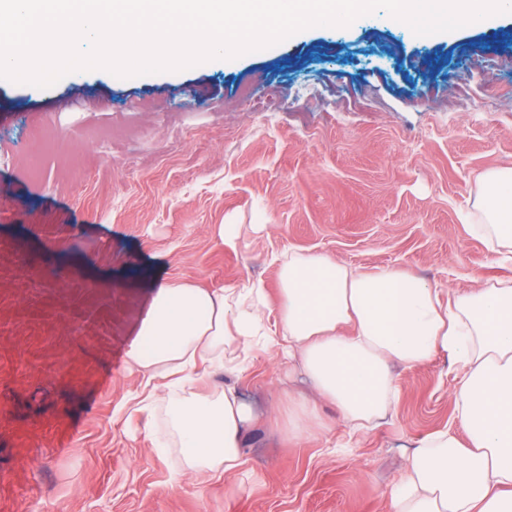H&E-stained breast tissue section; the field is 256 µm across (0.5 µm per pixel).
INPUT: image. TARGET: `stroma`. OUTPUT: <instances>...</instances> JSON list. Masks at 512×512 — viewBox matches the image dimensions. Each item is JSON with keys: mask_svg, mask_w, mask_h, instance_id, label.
Segmentation results:
<instances>
[{"mask_svg": "<svg viewBox=\"0 0 512 512\" xmlns=\"http://www.w3.org/2000/svg\"><path fill=\"white\" fill-rule=\"evenodd\" d=\"M508 167L511 14L418 36L378 10L183 71L0 78V512H387L414 440L464 431L450 359L400 370L382 426L349 435L323 403L331 431L291 440L303 377L255 351L218 377L256 409L244 464L198 482L127 412L150 288L258 282L272 326L292 253L445 293L510 278L464 221L482 176Z\"/></svg>", "mask_w": 512, "mask_h": 512, "instance_id": "obj_1", "label": "stroma"}]
</instances>
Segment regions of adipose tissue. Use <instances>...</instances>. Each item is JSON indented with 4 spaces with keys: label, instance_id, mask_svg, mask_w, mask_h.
Masks as SVG:
<instances>
[{
    "label": "adipose tissue",
    "instance_id": "adipose-tissue-1",
    "mask_svg": "<svg viewBox=\"0 0 512 512\" xmlns=\"http://www.w3.org/2000/svg\"><path fill=\"white\" fill-rule=\"evenodd\" d=\"M474 234L512 257V168L482 179ZM279 335L265 330L263 288L155 282L129 352L144 382L134 410L147 435L164 425L184 474L232 479L252 411L213 385L251 348L287 349L316 396L352 433L385 417L399 395L391 365L439 355L461 371L453 400L466 440L420 436L387 495L389 512H512V280L441 298L412 274L354 269L324 253L280 266Z\"/></svg>",
    "mask_w": 512,
    "mask_h": 512
}]
</instances>
